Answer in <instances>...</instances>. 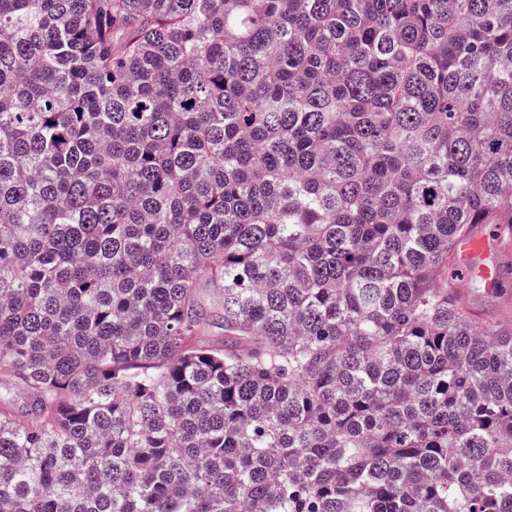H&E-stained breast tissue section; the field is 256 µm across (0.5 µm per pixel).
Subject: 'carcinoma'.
Returning <instances> with one entry per match:
<instances>
[{"instance_id": "carcinoma-1", "label": "carcinoma", "mask_w": 512, "mask_h": 512, "mask_svg": "<svg viewBox=\"0 0 512 512\" xmlns=\"http://www.w3.org/2000/svg\"><path fill=\"white\" fill-rule=\"evenodd\" d=\"M479 224L512 0H0V512H512ZM484 252L485 246L483 239L477 236L465 238L460 241L458 245V259L460 264L468 269L473 279H480L484 282L489 291H493L498 283L494 265L478 262V259ZM461 290L466 293L471 307L480 313L498 307L504 299L496 297L494 294H488L475 280L469 282Z\"/></svg>"}]
</instances>
